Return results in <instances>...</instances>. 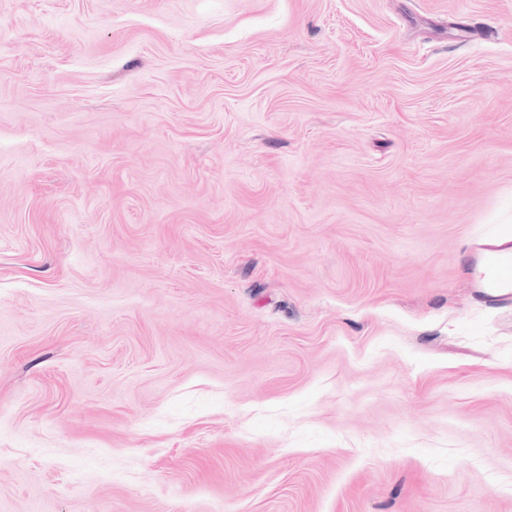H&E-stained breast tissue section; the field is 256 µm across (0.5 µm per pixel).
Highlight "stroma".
Instances as JSON below:
<instances>
[{
    "instance_id": "35a3bbf8",
    "label": "stroma",
    "mask_w": 512,
    "mask_h": 512,
    "mask_svg": "<svg viewBox=\"0 0 512 512\" xmlns=\"http://www.w3.org/2000/svg\"><path fill=\"white\" fill-rule=\"evenodd\" d=\"M512 0H0V512H512ZM483 264L489 271L485 282V288L512 289V255L510 250L497 247H489L482 253ZM477 265V277L482 275L484 281L485 268Z\"/></svg>"
}]
</instances>
